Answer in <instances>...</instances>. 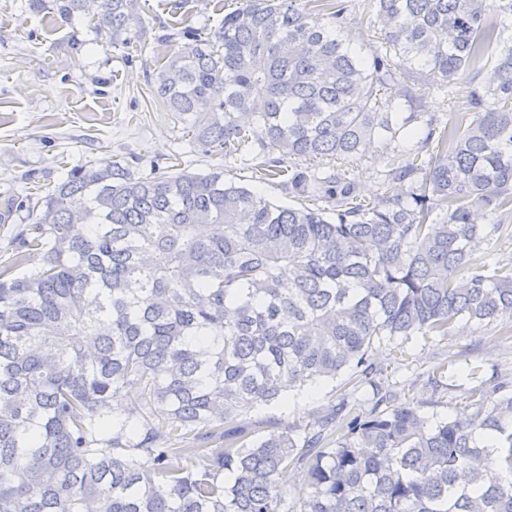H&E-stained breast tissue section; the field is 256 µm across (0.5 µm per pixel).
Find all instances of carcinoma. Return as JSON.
<instances>
[{
	"instance_id": "carcinoma-1",
	"label": "carcinoma",
	"mask_w": 512,
	"mask_h": 512,
	"mask_svg": "<svg viewBox=\"0 0 512 512\" xmlns=\"http://www.w3.org/2000/svg\"><path fill=\"white\" fill-rule=\"evenodd\" d=\"M296 2L242 0L214 29L159 36L189 44L154 86L207 152L320 206L111 160L26 198L32 222L0 259V512H512V480L481 484L485 463L512 475L509 383L470 366L474 412L433 424L387 406L374 358L383 340L512 324V259L487 263L512 240V0H369L394 52L369 58L342 37L340 0L319 17ZM28 7L88 19L102 45L147 35L139 0ZM463 83L470 121L402 112L416 86ZM396 141L384 181L401 195L361 202L347 170L302 166ZM347 368L365 412L344 400L304 438L237 425ZM304 463L284 511L278 476Z\"/></svg>"
}]
</instances>
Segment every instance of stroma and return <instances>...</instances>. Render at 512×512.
I'll list each match as a JSON object with an SVG mask.
<instances>
[{
	"mask_svg": "<svg viewBox=\"0 0 512 512\" xmlns=\"http://www.w3.org/2000/svg\"><path fill=\"white\" fill-rule=\"evenodd\" d=\"M239 5L240 0H141L142 21L153 40L142 48H115L96 44L86 21L65 22L50 9L32 12L27 0H0V213L10 214L0 224V252L8 248L13 228L27 221L12 200L47 195L68 167L89 161H117L141 176L170 172L177 162L191 172L220 167L225 180L258 186L269 199L291 204L280 185L257 183L241 157L208 154L191 142L185 125L154 95L156 72L173 51L158 40L165 28L214 26ZM371 18L367 0H352L343 28L366 57L379 45ZM75 40L85 45L82 56L71 52ZM413 109L442 120L469 115L468 90L460 85L447 95L419 88ZM387 167L380 148L352 163L359 197L370 200L383 189ZM402 348L398 360L389 342L375 350L386 366L392 404L418 408L433 423L468 412L464 374L470 365L512 381V340L501 339L496 321L458 328L444 338L414 336ZM443 363L453 376L451 387L435 392L427 379ZM351 375L347 369L336 380L292 389L285 400L258 406L243 421L259 434L288 425L316 429L347 393Z\"/></svg>",
	"mask_w": 512,
	"mask_h": 512,
	"instance_id": "35a3bbf8",
	"label": "stroma"
}]
</instances>
